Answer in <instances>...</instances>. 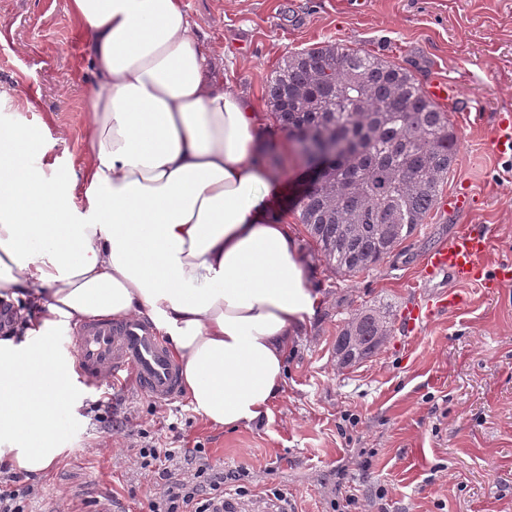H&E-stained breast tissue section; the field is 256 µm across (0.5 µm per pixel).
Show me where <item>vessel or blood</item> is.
<instances>
[{"instance_id": "obj_1", "label": "vessel or blood", "mask_w": 512, "mask_h": 512, "mask_svg": "<svg viewBox=\"0 0 512 512\" xmlns=\"http://www.w3.org/2000/svg\"><path fill=\"white\" fill-rule=\"evenodd\" d=\"M489 145L501 157H512V116L500 117L491 129ZM488 234L462 226L452 239L437 245L428 255L422 275L433 279L446 275L454 286L434 299L407 305L403 320L407 332L438 313L459 308L465 297L459 285L482 283L492 289L512 280V264L502 263L496 278H486L482 260L488 251ZM78 350L75 368L82 381L91 387L118 383L133 375L141 394L159 402L176 397L180 390L177 366L160 341L154 327L141 319L115 322L104 319L84 324L76 331Z\"/></svg>"}]
</instances>
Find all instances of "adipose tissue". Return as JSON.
Returning <instances> with one entry per match:
<instances>
[{
    "instance_id": "ef3b65f1",
    "label": "adipose tissue",
    "mask_w": 512,
    "mask_h": 512,
    "mask_svg": "<svg viewBox=\"0 0 512 512\" xmlns=\"http://www.w3.org/2000/svg\"><path fill=\"white\" fill-rule=\"evenodd\" d=\"M95 75L91 167H37L36 138L0 124V299L25 341L0 336V463L46 471L45 431L78 398L59 329L149 320L208 423L268 415L295 329L321 304L296 238L268 216L279 181L258 115L215 74L183 0H68ZM83 185L85 207L70 192Z\"/></svg>"
}]
</instances>
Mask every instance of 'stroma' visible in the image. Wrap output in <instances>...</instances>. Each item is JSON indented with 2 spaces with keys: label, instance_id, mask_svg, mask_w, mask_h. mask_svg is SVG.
<instances>
[{
  "label": "stroma",
  "instance_id": "1",
  "mask_svg": "<svg viewBox=\"0 0 512 512\" xmlns=\"http://www.w3.org/2000/svg\"><path fill=\"white\" fill-rule=\"evenodd\" d=\"M183 3L218 74L245 92L276 141L284 189L274 208L291 226L305 281L322 304L292 338L268 417L250 426H212L186 396L157 402L129 378L118 394L132 419L110 436L97 409L104 389L83 387L81 406L55 418L65 452L40 474L44 492L34 512H91L104 492L121 512H143L151 485L134 451L172 442L206 449L225 469H245L239 512H270L276 490L288 512H346L351 494L368 512H512V282L491 291L465 286L462 310L439 314L412 336L397 319L381 349L354 366L338 368L334 353L340 330L362 307L386 305L399 316L431 294L421 276L425 258L460 225L488 233V268L512 261V161L488 143L494 116L512 111V0ZM328 41L381 54L423 87L454 82L444 109L460 146L442 191L472 200L465 213L432 212L375 267L351 277L326 266L299 222L308 168L266 99L283 56ZM93 86L67 0H0V121L40 138L57 168L78 171L94 160Z\"/></svg>",
  "mask_w": 512,
  "mask_h": 512
}]
</instances>
